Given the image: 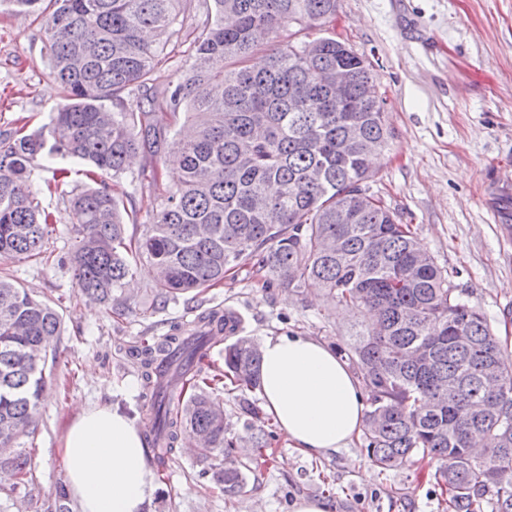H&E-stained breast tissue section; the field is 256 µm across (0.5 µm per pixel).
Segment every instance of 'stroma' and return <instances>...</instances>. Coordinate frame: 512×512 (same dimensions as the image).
<instances>
[{
	"instance_id": "1",
	"label": "stroma",
	"mask_w": 512,
	"mask_h": 512,
	"mask_svg": "<svg viewBox=\"0 0 512 512\" xmlns=\"http://www.w3.org/2000/svg\"><path fill=\"white\" fill-rule=\"evenodd\" d=\"M212 0H184L178 34L154 73L157 89L175 82L186 66L184 36L205 19ZM335 33L371 63L394 138L368 186L412 224L416 238L447 270L451 284L480 309L512 348V241L496 224L482 196L491 174L512 175V0H339ZM44 34L31 17L0 6V134L34 131L61 100L50 76ZM169 149L136 156L126 175L111 182L127 209L147 220L179 179ZM52 172L33 163L29 183L41 207L56 217L45 261L10 269L21 286L50 301L62 317V335L47 352L51 382L33 435L23 438L31 460L28 484L0 472V512H55L66 484L59 444L67 421L85 404L120 405L144 424L139 381L126 347L159 340L192 320L198 308L185 297L159 302L148 262H138L123 295L127 307L82 297L62 258L73 244L67 196L45 188ZM204 308L236 311L242 335L303 333L329 346L343 343L364 320L315 292L267 288L252 265L227 274L203 295ZM275 460L251 473L234 503L204 469L212 460L176 451L144 512H291L300 497L325 499L331 512H442L429 468L372 467L361 441L319 457L289 448L278 435ZM372 479H365V471Z\"/></svg>"
}]
</instances>
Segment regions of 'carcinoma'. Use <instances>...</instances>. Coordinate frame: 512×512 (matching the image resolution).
I'll return each instance as SVG.
<instances>
[{
	"instance_id": "carcinoma-1",
	"label": "carcinoma",
	"mask_w": 512,
	"mask_h": 512,
	"mask_svg": "<svg viewBox=\"0 0 512 512\" xmlns=\"http://www.w3.org/2000/svg\"><path fill=\"white\" fill-rule=\"evenodd\" d=\"M41 24L51 77L63 102L44 127L0 139V458L16 484L28 483L20 438L35 422L49 374L42 345L60 335L61 318L23 288L7 265L37 260L56 219L35 202L28 177L40 155L54 175L118 179L138 152L156 153L170 128L156 119L148 95L156 67L175 34L181 0H4ZM214 16L195 36L188 64L162 103L184 110L175 132L179 184L138 223L107 185L74 195L75 243L68 253L78 288L109 303L133 265L155 269L161 302L202 293L228 271L254 263L270 284L315 288L370 322L339 351L366 393L362 428L368 459L383 470L417 458L437 467L445 512H512V363L480 310L465 302L426 248L366 183L375 156L390 146L386 100L363 88L375 77L364 57L338 37L277 44L285 27L321 29L336 21L338 0H213ZM265 65H249L257 52ZM342 66L341 100L321 74ZM117 111L111 112L105 102ZM235 313L208 310L193 336L143 340L128 349L141 368L153 412L146 440L158 465L181 438L202 433L203 459L222 456L212 473L232 499L251 467L237 457H263L274 435L250 421L229 436L224 409L203 381L173 412L158 371L182 379L212 331L231 325L224 377L261 388V351L238 335Z\"/></svg>"
}]
</instances>
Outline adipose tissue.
Wrapping results in <instances>:
<instances>
[{"label":"adipose tissue","instance_id":"1","mask_svg":"<svg viewBox=\"0 0 512 512\" xmlns=\"http://www.w3.org/2000/svg\"><path fill=\"white\" fill-rule=\"evenodd\" d=\"M262 397L289 447L317 457L359 437L366 410L361 384L320 339L263 337ZM79 512H143L155 490L142 432L118 405L81 406L60 445Z\"/></svg>","mask_w":512,"mask_h":512}]
</instances>
